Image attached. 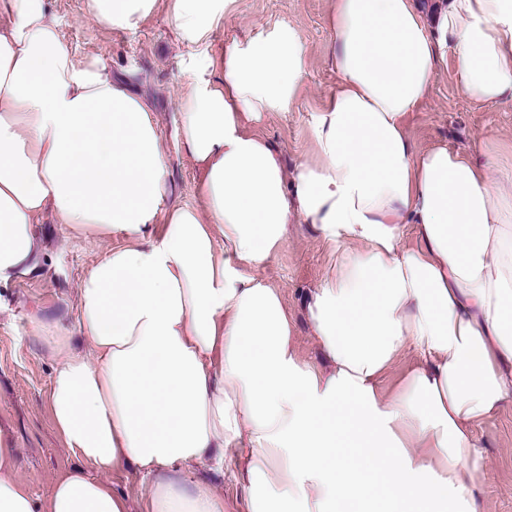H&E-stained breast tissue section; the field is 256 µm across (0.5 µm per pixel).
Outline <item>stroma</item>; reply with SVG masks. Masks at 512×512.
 Instances as JSON below:
<instances>
[{"instance_id":"obj_1","label":"stroma","mask_w":512,"mask_h":512,"mask_svg":"<svg viewBox=\"0 0 512 512\" xmlns=\"http://www.w3.org/2000/svg\"><path fill=\"white\" fill-rule=\"evenodd\" d=\"M85 0H46L50 13L74 54L97 59L116 76L134 74L133 87L150 100L164 140H171L178 116V99L184 83L182 50L174 41L165 15H157L141 28L119 32L90 21ZM330 0H236L235 8L218 33V40L244 35L256 22L281 21L293 25L308 48V68L303 91L292 111L270 115L262 131L289 160L310 150V116L336 83L329 56L327 17ZM408 134L417 147L437 141L453 149L499 152L512 165V101L479 105L456 89L451 70L439 67L432 79L429 100L412 113ZM169 203L195 198L198 173L185 153L170 151L167 159ZM46 241L41 271L0 284V428L8 432L17 450V476L27 482L35 499H42L55 478L76 465L74 455L62 445L50 416L47 397L55 355L29 329L31 316L74 330L78 288L98 255L110 247L108 239L76 235L44 218L37 227ZM329 251L307 224H296L288 243L259 270V277L280 288L295 327L301 356L319 358L303 314L311 289L324 276ZM482 461L474 474L488 512H512V405L474 429ZM187 478L207 477L224 495V512H241L243 489L234 461H214L185 467Z\"/></svg>"}]
</instances>
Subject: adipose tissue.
Returning a JSON list of instances; mask_svg holds the SVG:
<instances>
[{
  "instance_id": "1",
  "label": "adipose tissue",
  "mask_w": 512,
  "mask_h": 512,
  "mask_svg": "<svg viewBox=\"0 0 512 512\" xmlns=\"http://www.w3.org/2000/svg\"><path fill=\"white\" fill-rule=\"evenodd\" d=\"M336 87L287 174L262 133L307 72L299 31L215 36L235 0H86L133 31L165 14L184 50L175 138L198 202L167 205L146 99L76 60L46 0H0V283L38 270L44 215L120 241L79 288L75 346L49 410L86 463L35 505L0 431V512H130L110 473L136 465L144 512H224L184 465L234 458L243 512H486L472 428L512 404V169L415 146L410 113L452 63L458 91L512 100V0H331ZM309 224L330 263L305 306L323 359L303 361L278 288L255 272ZM403 373L391 387L394 367Z\"/></svg>"
}]
</instances>
